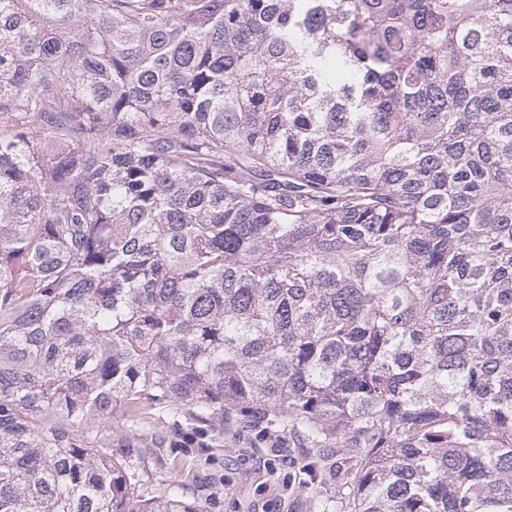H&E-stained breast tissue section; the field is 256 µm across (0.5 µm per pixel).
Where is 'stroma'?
I'll list each match as a JSON object with an SVG mask.
<instances>
[{
  "instance_id": "35a3bbf8",
  "label": "stroma",
  "mask_w": 512,
  "mask_h": 512,
  "mask_svg": "<svg viewBox=\"0 0 512 512\" xmlns=\"http://www.w3.org/2000/svg\"><path fill=\"white\" fill-rule=\"evenodd\" d=\"M169 421L168 410L156 407L134 424L115 418L112 429L120 439L164 436L149 489L181 485L201 512H312L314 496L346 493L347 476L360 464L345 451L319 460L287 431H239L228 424L223 434L203 436L195 422L182 423L174 433Z\"/></svg>"
}]
</instances>
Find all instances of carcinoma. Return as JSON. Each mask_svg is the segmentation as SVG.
I'll list each match as a JSON object with an SVG mask.
<instances>
[{"instance_id": "carcinoma-1", "label": "carcinoma", "mask_w": 512, "mask_h": 512, "mask_svg": "<svg viewBox=\"0 0 512 512\" xmlns=\"http://www.w3.org/2000/svg\"><path fill=\"white\" fill-rule=\"evenodd\" d=\"M159 405L512 512V0H0V512H199Z\"/></svg>"}]
</instances>
